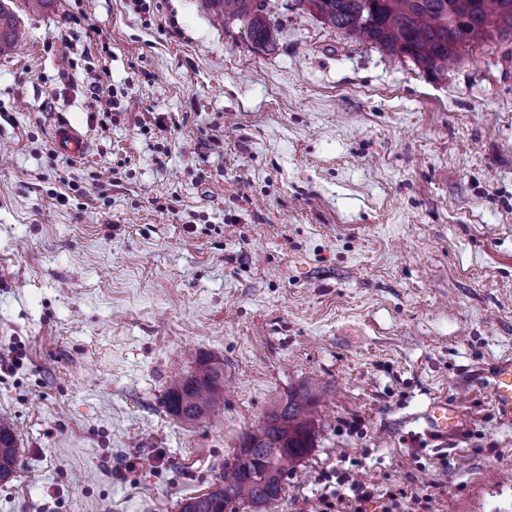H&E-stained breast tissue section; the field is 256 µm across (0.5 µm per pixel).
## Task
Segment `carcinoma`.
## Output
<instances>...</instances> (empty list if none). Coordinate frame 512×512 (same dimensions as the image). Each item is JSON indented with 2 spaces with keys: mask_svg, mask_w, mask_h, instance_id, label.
<instances>
[{
  "mask_svg": "<svg viewBox=\"0 0 512 512\" xmlns=\"http://www.w3.org/2000/svg\"><path fill=\"white\" fill-rule=\"evenodd\" d=\"M315 1L317 19L349 36L370 42L387 55L402 57L415 49L412 62L440 74L460 62L456 46L472 37L500 33L512 38V0H470L473 9L460 27L448 10L450 0H295L300 9ZM222 23H241L256 47L276 44L270 23L271 0H202ZM17 36V15L0 0V53L9 50ZM319 389L303 385L275 403L260 432L244 439L224 474L199 496L176 503L179 512H225L238 503L254 512H274L283 494V474L288 462L303 458L313 448V420ZM167 412L180 422L194 425L224 404V368L200 360L194 370L172 379L163 396ZM19 448L13 429L0 422V477H12L18 467Z\"/></svg>",
  "mask_w": 512,
  "mask_h": 512,
  "instance_id": "cac0c4a2",
  "label": "carcinoma"
}]
</instances>
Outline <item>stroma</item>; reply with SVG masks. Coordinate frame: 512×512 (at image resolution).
Returning a JSON list of instances; mask_svg holds the SVG:
<instances>
[{
	"mask_svg": "<svg viewBox=\"0 0 512 512\" xmlns=\"http://www.w3.org/2000/svg\"><path fill=\"white\" fill-rule=\"evenodd\" d=\"M274 0H54L0 55V512H178L276 400L325 387L279 512L335 467L426 512H512V42L431 74ZM89 142L75 160L52 133ZM224 367L189 426L172 374ZM436 400L462 424L426 436ZM272 0H202L203 7L212 11L223 24L240 22L257 48L272 49L276 44V29L270 23ZM56 149L69 157H80L85 154L87 142L84 135L68 124L59 125L54 132ZM494 410L502 425H512V357L497 361L491 368ZM13 429L0 422V477L10 479L18 467L19 448Z\"/></svg>",
	"mask_w": 512,
	"mask_h": 512,
	"instance_id": "obj_1",
	"label": "stroma"
}]
</instances>
